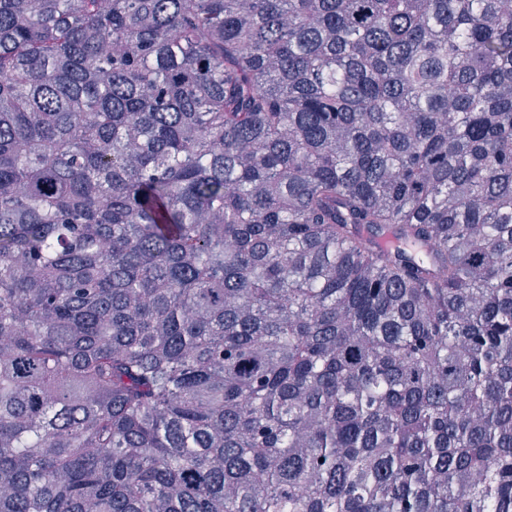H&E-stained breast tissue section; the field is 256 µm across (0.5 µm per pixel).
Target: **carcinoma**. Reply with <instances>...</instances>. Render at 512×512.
Instances as JSON below:
<instances>
[{"mask_svg": "<svg viewBox=\"0 0 512 512\" xmlns=\"http://www.w3.org/2000/svg\"><path fill=\"white\" fill-rule=\"evenodd\" d=\"M0 512H512V6L0 0Z\"/></svg>", "mask_w": 512, "mask_h": 512, "instance_id": "carcinoma-1", "label": "carcinoma"}]
</instances>
